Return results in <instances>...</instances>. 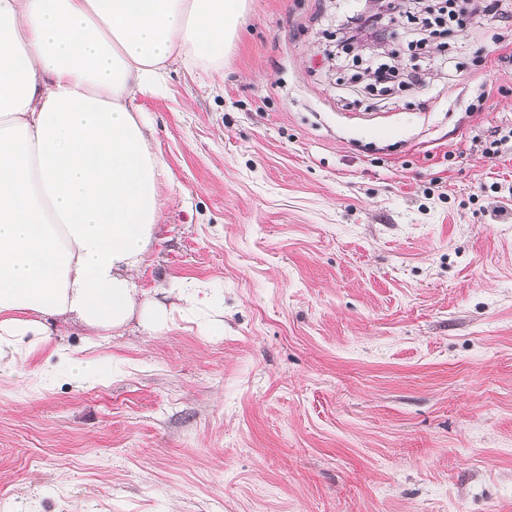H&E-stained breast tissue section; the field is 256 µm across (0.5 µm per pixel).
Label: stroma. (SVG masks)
Returning a JSON list of instances; mask_svg holds the SVG:
<instances>
[{
  "mask_svg": "<svg viewBox=\"0 0 512 512\" xmlns=\"http://www.w3.org/2000/svg\"><path fill=\"white\" fill-rule=\"evenodd\" d=\"M364 6L248 0L219 66L135 95L169 320L56 317L0 371V512H512V22L395 28L424 77L374 96L323 52ZM207 284L201 283H181L176 288H171L176 292L179 300L185 305V310L194 311L199 305L205 303L207 299ZM72 379L80 385L97 384L103 381L106 374L94 360H79L70 365Z\"/></svg>",
  "mask_w": 512,
  "mask_h": 512,
  "instance_id": "35a3bbf8",
  "label": "stroma"
}]
</instances>
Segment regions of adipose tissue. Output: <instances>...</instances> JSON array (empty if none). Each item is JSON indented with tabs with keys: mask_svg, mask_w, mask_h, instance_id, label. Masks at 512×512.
Listing matches in <instances>:
<instances>
[{
	"mask_svg": "<svg viewBox=\"0 0 512 512\" xmlns=\"http://www.w3.org/2000/svg\"><path fill=\"white\" fill-rule=\"evenodd\" d=\"M246 0H0V369L73 316L122 329L162 222V162L131 106L172 59L210 69Z\"/></svg>",
	"mask_w": 512,
	"mask_h": 512,
	"instance_id": "ef3b65f1",
	"label": "adipose tissue"
}]
</instances>
